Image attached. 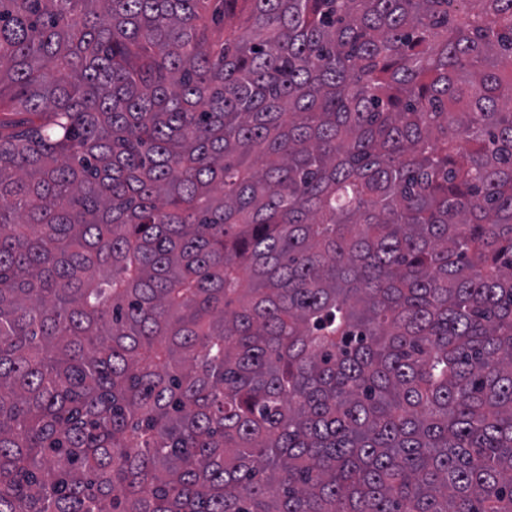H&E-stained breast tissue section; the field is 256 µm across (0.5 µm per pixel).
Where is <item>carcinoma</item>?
<instances>
[{"label": "carcinoma", "instance_id": "carcinoma-1", "mask_svg": "<svg viewBox=\"0 0 512 512\" xmlns=\"http://www.w3.org/2000/svg\"><path fill=\"white\" fill-rule=\"evenodd\" d=\"M0 512H512V0H0Z\"/></svg>", "mask_w": 512, "mask_h": 512}]
</instances>
